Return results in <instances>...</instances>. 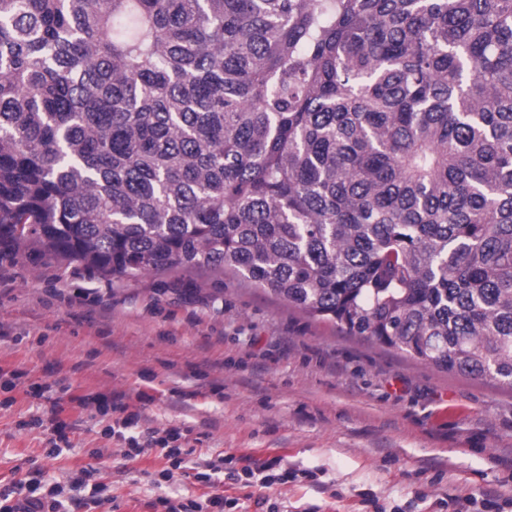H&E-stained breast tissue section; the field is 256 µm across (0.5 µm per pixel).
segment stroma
I'll list each match as a JSON object with an SVG mask.
<instances>
[{"label": "stroma", "instance_id": "stroma-1", "mask_svg": "<svg viewBox=\"0 0 512 512\" xmlns=\"http://www.w3.org/2000/svg\"><path fill=\"white\" fill-rule=\"evenodd\" d=\"M57 388L55 403L0 385V483L39 467L67 483L94 464L116 512L157 497L223 495L224 512H512V389L447 374L309 318L233 276L102 279L20 253L0 258V372ZM143 390L141 428L189 429L196 450L281 457L293 476L256 506L242 482L205 485L155 452L126 461L109 418L74 399ZM57 409L71 446L30 428Z\"/></svg>", "mask_w": 512, "mask_h": 512}]
</instances>
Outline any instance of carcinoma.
Masks as SVG:
<instances>
[{"mask_svg":"<svg viewBox=\"0 0 512 512\" xmlns=\"http://www.w3.org/2000/svg\"><path fill=\"white\" fill-rule=\"evenodd\" d=\"M15 244L512 387V0H0Z\"/></svg>","mask_w":512,"mask_h":512,"instance_id":"carcinoma-1","label":"carcinoma"}]
</instances>
